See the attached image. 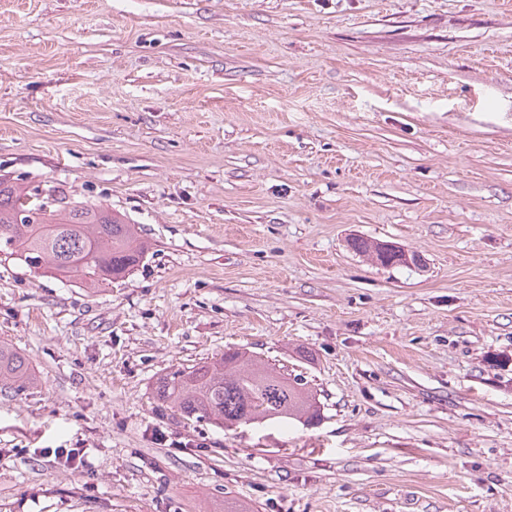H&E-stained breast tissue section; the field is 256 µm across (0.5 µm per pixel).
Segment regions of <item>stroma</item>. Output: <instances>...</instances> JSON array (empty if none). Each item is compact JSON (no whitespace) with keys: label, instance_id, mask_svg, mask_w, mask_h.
<instances>
[{"label":"stroma","instance_id":"35a3bbf8","mask_svg":"<svg viewBox=\"0 0 512 512\" xmlns=\"http://www.w3.org/2000/svg\"><path fill=\"white\" fill-rule=\"evenodd\" d=\"M0 174L149 244L95 293L0 260V512H512L505 0H0ZM230 349L319 423L157 410ZM350 248L357 253H364L371 256L378 264L382 266H388L393 263V259L398 255L401 260L404 256L403 251L401 253L392 252L381 248L380 243H372L363 238H352L349 242ZM33 382L26 359L12 347L0 343V385H10L20 392Z\"/></svg>","mask_w":512,"mask_h":512}]
</instances>
